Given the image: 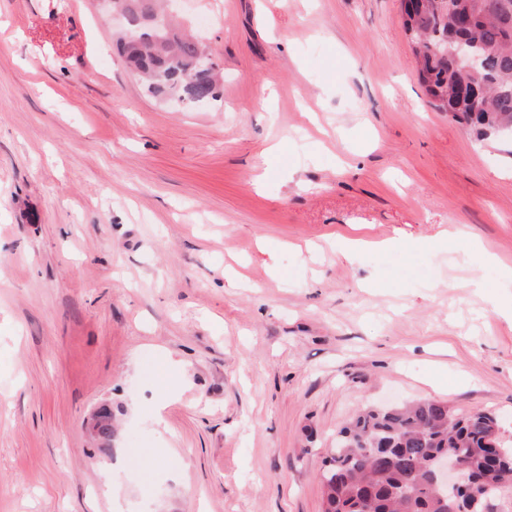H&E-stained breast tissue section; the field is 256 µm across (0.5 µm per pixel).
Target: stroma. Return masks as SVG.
<instances>
[{"label":"stroma","instance_id":"35a3bbf8","mask_svg":"<svg viewBox=\"0 0 512 512\" xmlns=\"http://www.w3.org/2000/svg\"><path fill=\"white\" fill-rule=\"evenodd\" d=\"M178 18L222 101L150 96L98 0H0V512H323L367 405L512 438V147L431 103L402 0ZM368 245H373L382 252H389L394 248V244L390 241L370 243L360 239L343 238L337 244L336 254L346 260H353L358 251Z\"/></svg>","mask_w":512,"mask_h":512}]
</instances>
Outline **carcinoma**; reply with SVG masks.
I'll return each mask as SVG.
<instances>
[{"instance_id": "cac0c4a2", "label": "carcinoma", "mask_w": 512, "mask_h": 512, "mask_svg": "<svg viewBox=\"0 0 512 512\" xmlns=\"http://www.w3.org/2000/svg\"><path fill=\"white\" fill-rule=\"evenodd\" d=\"M113 4L127 14L119 42L126 64L151 94L190 101L206 93L219 100L220 86L193 80L196 47L156 12L157 0ZM403 26L423 43L418 79L435 106L482 137L512 126V0H427ZM457 38L481 53L482 74L455 60ZM498 427L488 413L450 411L437 399L368 408L338 433L322 476L323 512H482L471 485L493 500L499 485L512 482V445L503 443ZM94 430L101 442L112 440L110 412L98 416ZM445 456L457 459L466 477L447 491L434 483Z\"/></svg>"}]
</instances>
